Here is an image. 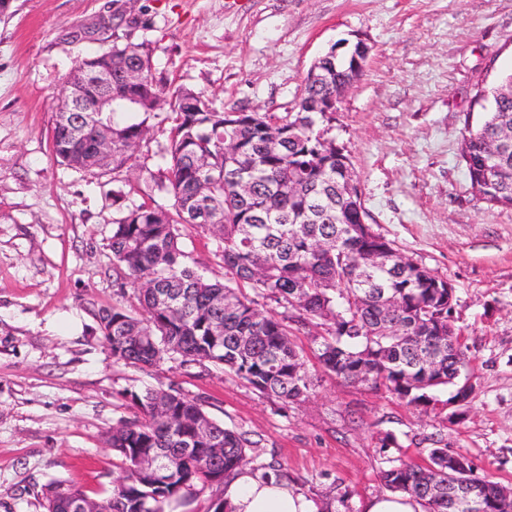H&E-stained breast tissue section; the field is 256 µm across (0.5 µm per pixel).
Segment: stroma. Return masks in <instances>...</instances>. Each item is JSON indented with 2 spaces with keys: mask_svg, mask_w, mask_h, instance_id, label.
Wrapping results in <instances>:
<instances>
[{
  "mask_svg": "<svg viewBox=\"0 0 512 512\" xmlns=\"http://www.w3.org/2000/svg\"><path fill=\"white\" fill-rule=\"evenodd\" d=\"M134 28L94 33L117 10ZM146 42L163 99L182 88L214 107L293 110L319 56L364 40L370 54L328 136L352 162L375 232L448 281L474 393L464 413L435 414L325 373L310 331L297 332L314 391L282 405L209 363H113L98 309L139 308L116 287L114 222L142 202L168 205L167 107L137 152L135 193L114 199L113 173L66 168L53 153V111L80 57L113 40ZM512 71V0H11L0 15V512H45L54 480L99 499L112 489L105 434L123 395L171 388L225 427L260 442L248 468L273 465L332 512H360L387 491L383 469L429 449L467 454L512 486V209L474 197L460 161L478 88ZM394 443L381 451L379 440Z\"/></svg>",
  "mask_w": 512,
  "mask_h": 512,
  "instance_id": "stroma-1",
  "label": "stroma"
}]
</instances>
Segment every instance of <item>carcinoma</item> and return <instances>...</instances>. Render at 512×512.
<instances>
[{
  "mask_svg": "<svg viewBox=\"0 0 512 512\" xmlns=\"http://www.w3.org/2000/svg\"><path fill=\"white\" fill-rule=\"evenodd\" d=\"M149 52L144 42H112L94 57L112 62V111L89 112L83 121L67 111L76 73L89 58L75 61L63 79L54 119L53 152L75 171L119 173L135 165L132 143L143 142L160 106L152 70L133 91L126 74ZM327 83H305L296 111L245 112L225 122L200 92L180 91L169 103L168 166L156 184L169 207L142 203L112 225L115 283L136 291L145 315L121 306L95 313L112 359L141 368L179 356L209 362L284 405L309 398L313 380L293 333L309 326L317 358L336 378L383 390L414 407L433 402L449 386L457 367L470 365L467 347L448 331V282L408 258L398 268L372 263L371 256L393 243L368 223L359 196L337 188L352 179L348 156L336 154L322 124L336 85L352 74L345 60H326ZM487 116L465 126L460 157L470 187L490 205L512 208V74L490 94ZM112 128V148L103 157L91 143ZM210 233L219 241L224 280L190 265L183 250L186 231ZM273 302L281 311L267 310ZM112 319V335L103 322ZM130 336L140 340L131 342ZM132 416L112 426L118 462L109 495L99 512H168L188 507L205 490L223 509L224 481L247 461L257 445L244 433L208 416L201 404L168 388L125 392ZM168 414L200 417L221 447L197 439L190 426L173 429ZM460 483L490 489L485 512H512V500L498 497L497 483L481 475L461 452L429 449L423 464L402 461L381 472L391 491L424 503L426 512H448V466ZM80 488L53 481L43 491L46 512H69Z\"/></svg>",
  "mask_w": 512,
  "mask_h": 512,
  "instance_id": "1",
  "label": "carcinoma"
}]
</instances>
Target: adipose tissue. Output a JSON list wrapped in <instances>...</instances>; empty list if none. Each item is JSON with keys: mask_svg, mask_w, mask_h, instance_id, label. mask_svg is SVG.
I'll return each mask as SVG.
<instances>
[{"mask_svg": "<svg viewBox=\"0 0 512 512\" xmlns=\"http://www.w3.org/2000/svg\"><path fill=\"white\" fill-rule=\"evenodd\" d=\"M223 498L231 512H316L294 485L246 470L226 481Z\"/></svg>", "mask_w": 512, "mask_h": 512, "instance_id": "ef3b65f1", "label": "adipose tissue"}]
</instances>
